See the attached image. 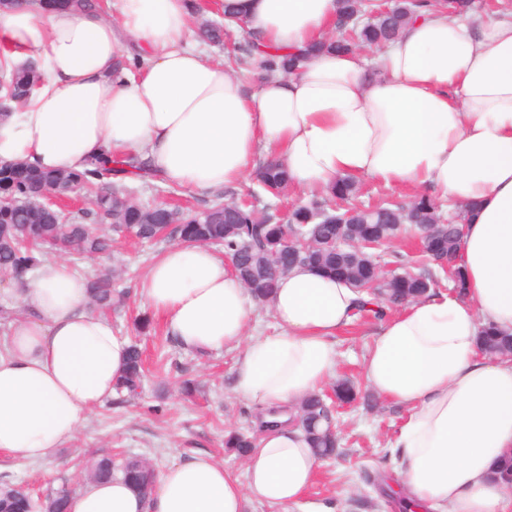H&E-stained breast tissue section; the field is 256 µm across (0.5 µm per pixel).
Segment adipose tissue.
<instances>
[{"label":"adipose tissue","instance_id":"ef3b65f1","mask_svg":"<svg viewBox=\"0 0 512 512\" xmlns=\"http://www.w3.org/2000/svg\"><path fill=\"white\" fill-rule=\"evenodd\" d=\"M196 0H117L53 11L0 9V69L35 61L44 80L0 119V162L83 169L89 157L136 154L168 183L211 196L245 182L259 158L310 196L339 179L409 186L474 205L457 263L463 294L401 306L363 359L367 385L408 410L392 448L398 494L417 512H512L493 469L512 458V359L480 352L491 326L512 334V12L478 20L430 10L374 55L322 49L338 0H221L225 19L269 53L301 54L297 73L248 90L210 59L191 27ZM137 71L115 75L127 50ZM23 305L0 337V456L50 459L115 394L129 343L88 304L87 281L47 260L15 281ZM185 350H237L234 390L262 431L238 476L207 454L159 473L149 496L120 479L85 483L70 512H245L288 506L322 461L291 417L336 376L335 337L359 295L298 265L269 302L278 330L248 332L257 306L211 248L164 249L136 288Z\"/></svg>","mask_w":512,"mask_h":512}]
</instances>
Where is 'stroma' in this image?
<instances>
[{"label": "stroma", "mask_w": 512, "mask_h": 512, "mask_svg": "<svg viewBox=\"0 0 512 512\" xmlns=\"http://www.w3.org/2000/svg\"><path fill=\"white\" fill-rule=\"evenodd\" d=\"M163 243H141L121 239L115 245V264L121 265V289L128 291L125 304L110 315L115 333L127 340H139L148 368L144 391L139 398L120 405L96 409L80 429L76 440L44 462L14 464L0 462V474L34 482L67 469L74 482L83 473L75 464L92 448L141 454L158 468L198 453H206L226 468L243 472L245 462L224 446L227 432L251 430L254 411L233 389L231 368L234 352L219 350L198 355L181 349L166 336L158 317L150 316L133 290L145 275ZM149 318L150 335H142L139 321ZM379 326L377 319L360 313L336 337L339 366L336 376L352 380L360 391L368 386L362 362L369 335ZM188 369L200 388L185 396L178 384L179 369ZM406 413L405 408L382 397L373 407L355 402L337 408L336 429L341 437L340 454L325 462L317 472L306 496L297 505L281 510L258 502H248L246 512H317L320 504L334 505L335 512H394L380 508L375 487L361 482L362 471L380 472L394 479L389 442Z\"/></svg>", "instance_id": "stroma-1"}]
</instances>
